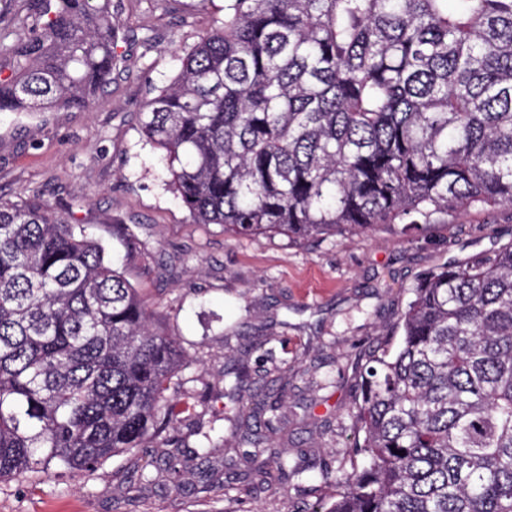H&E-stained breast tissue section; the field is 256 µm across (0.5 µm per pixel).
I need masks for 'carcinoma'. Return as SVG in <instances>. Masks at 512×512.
Masks as SVG:
<instances>
[{"instance_id": "obj_1", "label": "carcinoma", "mask_w": 512, "mask_h": 512, "mask_svg": "<svg viewBox=\"0 0 512 512\" xmlns=\"http://www.w3.org/2000/svg\"><path fill=\"white\" fill-rule=\"evenodd\" d=\"M0 112L88 109L112 75V0H42ZM148 100L142 137L200 224L292 239L512 206V0H224ZM376 348L336 494L312 512H512V239L412 289ZM182 354L84 225L0 198V482L94 478L191 405ZM281 405L264 402L247 421ZM269 490L311 491L246 454Z\"/></svg>"}]
</instances>
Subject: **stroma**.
Returning a JSON list of instances; mask_svg holds the SVG:
<instances>
[{"mask_svg": "<svg viewBox=\"0 0 512 512\" xmlns=\"http://www.w3.org/2000/svg\"><path fill=\"white\" fill-rule=\"evenodd\" d=\"M223 19L224 0H112V79L88 110L0 113V197L38 194L71 223L93 226L175 337L184 354L179 395L191 405L139 450L149 485L120 483L115 474L128 461L119 455L90 481H2L0 512H299L315 504L335 491L349 458L361 369L398 337L412 288L436 267L512 239L510 207H461L417 229L382 224L314 241L196 223L140 119L180 56ZM114 218L126 237L111 235ZM240 366L248 377L239 383ZM282 393L284 429L258 453L305 461L311 494H274L245 476L248 446L227 420L249 396ZM212 429L220 440L197 456Z\"/></svg>", "mask_w": 512, "mask_h": 512, "instance_id": "35a3bbf8", "label": "stroma"}]
</instances>
